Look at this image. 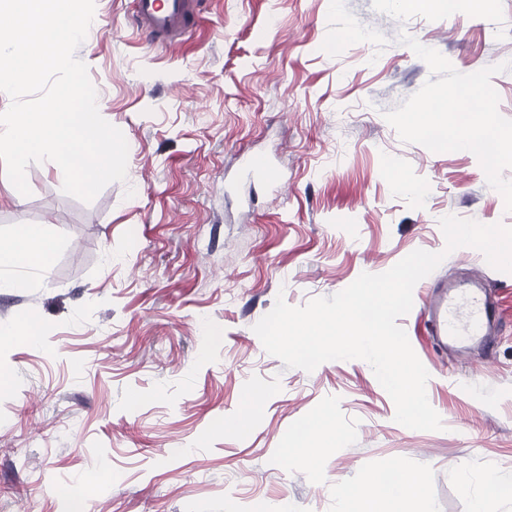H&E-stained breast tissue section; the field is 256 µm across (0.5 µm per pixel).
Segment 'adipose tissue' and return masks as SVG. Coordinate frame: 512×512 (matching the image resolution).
I'll return each instance as SVG.
<instances>
[{
    "mask_svg": "<svg viewBox=\"0 0 512 512\" xmlns=\"http://www.w3.org/2000/svg\"><path fill=\"white\" fill-rule=\"evenodd\" d=\"M53 247L44 225L24 224L14 238L0 239V264L28 263ZM336 494L349 512H432L421 479L401 473L392 481L380 475L362 486L341 484Z\"/></svg>",
    "mask_w": 512,
    "mask_h": 512,
    "instance_id": "adipose-tissue-1",
    "label": "adipose tissue"
}]
</instances>
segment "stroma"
I'll use <instances>...</instances> for the list:
<instances>
[{
	"label": "stroma",
	"instance_id": "stroma-1",
	"mask_svg": "<svg viewBox=\"0 0 512 512\" xmlns=\"http://www.w3.org/2000/svg\"><path fill=\"white\" fill-rule=\"evenodd\" d=\"M403 32L464 74L510 63L492 84L512 119V0L481 18L471 0H204L162 46L135 0H95L76 56L127 177L86 203L52 162L29 164L27 197L0 171V238L44 224L56 241L0 271L20 281L0 294V512H339L338 484L393 468L422 477L434 512H472L512 476V273L446 252L439 226L512 212L473 153L384 119L430 77ZM417 249L446 254L431 281L484 283L500 322L491 356L442 350L415 286L397 323L440 431L395 422L366 361L289 368L253 330L277 297L305 305ZM244 412L247 432L217 430ZM325 414L316 467L286 459Z\"/></svg>",
	"mask_w": 512,
	"mask_h": 512
}]
</instances>
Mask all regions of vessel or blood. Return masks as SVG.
I'll list each match as a JSON object with an SVG mask.
<instances>
[{
    "label": "vessel or blood",
    "mask_w": 512,
    "mask_h": 512,
    "mask_svg": "<svg viewBox=\"0 0 512 512\" xmlns=\"http://www.w3.org/2000/svg\"><path fill=\"white\" fill-rule=\"evenodd\" d=\"M198 5L199 0H136V14L141 27L161 43L185 33L197 14ZM425 297L432 333L439 345L492 349L498 318L485 287L465 288L457 294L439 282L428 287Z\"/></svg>",
    "instance_id": "1"
}]
</instances>
